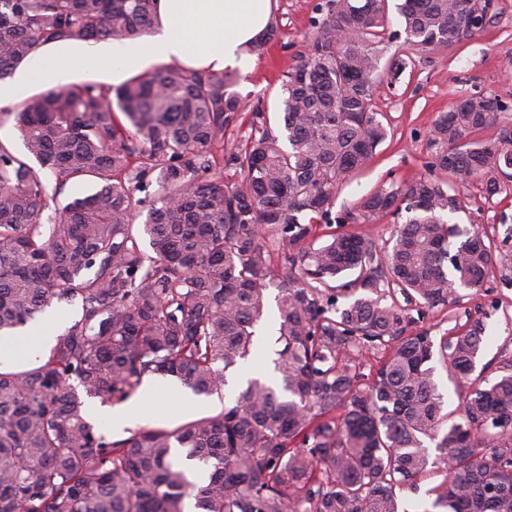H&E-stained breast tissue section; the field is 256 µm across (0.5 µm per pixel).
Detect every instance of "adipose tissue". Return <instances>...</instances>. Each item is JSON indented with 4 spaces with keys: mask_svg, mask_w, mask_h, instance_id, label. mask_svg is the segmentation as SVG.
<instances>
[{
    "mask_svg": "<svg viewBox=\"0 0 512 512\" xmlns=\"http://www.w3.org/2000/svg\"><path fill=\"white\" fill-rule=\"evenodd\" d=\"M158 27L139 39L95 46H52L7 83L0 103L17 101L37 85L71 84L102 60L113 76L179 63L195 70L252 71V49L271 20V0H159Z\"/></svg>",
    "mask_w": 512,
    "mask_h": 512,
    "instance_id": "1",
    "label": "adipose tissue"
}]
</instances>
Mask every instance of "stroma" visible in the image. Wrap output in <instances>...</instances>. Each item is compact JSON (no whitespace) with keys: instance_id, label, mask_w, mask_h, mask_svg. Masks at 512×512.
Wrapping results in <instances>:
<instances>
[{"instance_id":"35a3bbf8","label":"stroma","mask_w":512,"mask_h":512,"mask_svg":"<svg viewBox=\"0 0 512 512\" xmlns=\"http://www.w3.org/2000/svg\"><path fill=\"white\" fill-rule=\"evenodd\" d=\"M326 0H273V20L280 27L276 41L258 50L254 71L238 75L236 92L247 107L268 112L281 109V77L295 65L310 36L311 20ZM512 0H496L495 15L487 27L466 43L444 50L414 51L406 55V68L395 81H381L373 88L376 111L386 117L389 131L371 165L339 188L332 208L340 215L353 210L359 199L385 179L408 181L420 176L447 179L433 167L435 149L430 128L435 117L460 99L476 92L493 94L508 107L500 123L482 133L485 141H496L502 127L512 128ZM463 201L453 221L475 225L493 240L498 262L477 288H461L455 303L413 312L412 330H426L431 336L450 335L466 321L482 319L486 331L477 362L484 376L495 377L501 366L512 360V197H484L477 183L453 181ZM257 354L250 363L228 369L225 398H233L244 376L277 384L273 368L275 313L267 311L257 327Z\"/></svg>"}]
</instances>
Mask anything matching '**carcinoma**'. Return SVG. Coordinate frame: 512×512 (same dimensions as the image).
I'll return each mask as SVG.
<instances>
[{
  "label": "carcinoma",
  "instance_id": "obj_1",
  "mask_svg": "<svg viewBox=\"0 0 512 512\" xmlns=\"http://www.w3.org/2000/svg\"><path fill=\"white\" fill-rule=\"evenodd\" d=\"M467 2L403 0V50L478 35ZM157 8L0 0V83L53 44L137 39ZM311 26L281 79L286 140L259 109L220 160L213 149L244 111L231 73L167 64L116 87L28 95L11 113L30 160L0 141V332L55 300L81 312L46 356L0 369V512H183L187 498L201 512H400L396 489L432 468L444 472L433 507L512 512V363L469 381L483 322L437 341L409 330L394 299L446 306L455 286L480 285L496 250L445 220L460 199L425 176L383 182L332 215L336 191L388 136L372 104L385 0H329ZM504 110L473 94L430 130L435 165L489 197L512 193L499 178L512 129L478 138ZM89 178L92 192L45 216L67 182ZM403 211L381 248L348 227ZM276 257L287 269L275 296L281 390L249 379L216 415L117 441L86 420V399L125 398L149 376L222 397L226 370L253 351ZM355 353L376 354L369 372ZM436 359L468 384L459 421L443 412ZM186 460L205 481L188 478Z\"/></svg>",
  "mask_w": 512,
  "mask_h": 512
}]
</instances>
